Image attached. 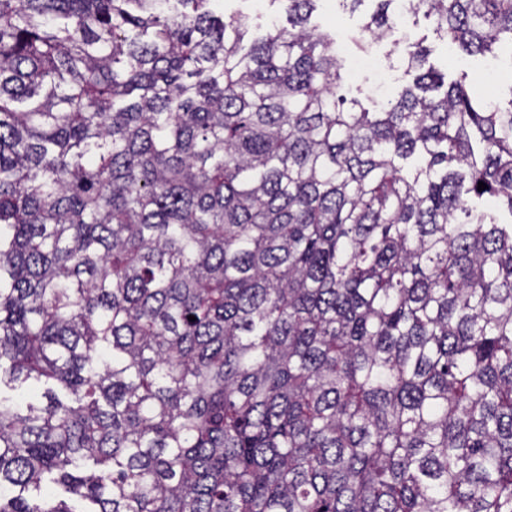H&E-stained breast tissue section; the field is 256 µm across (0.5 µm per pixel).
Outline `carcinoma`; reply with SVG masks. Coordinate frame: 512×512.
<instances>
[{"instance_id": "obj_1", "label": "carcinoma", "mask_w": 512, "mask_h": 512, "mask_svg": "<svg viewBox=\"0 0 512 512\" xmlns=\"http://www.w3.org/2000/svg\"><path fill=\"white\" fill-rule=\"evenodd\" d=\"M216 2L0 0V512H512V99L395 40L371 111L320 0ZM222 7L224 8V13H240L253 24L263 22L270 12V7L266 0H222V2L218 3L217 9L220 10ZM260 15L263 17L257 19Z\"/></svg>"}]
</instances>
